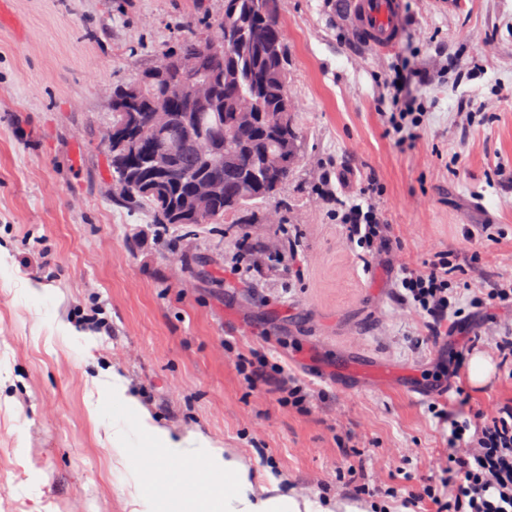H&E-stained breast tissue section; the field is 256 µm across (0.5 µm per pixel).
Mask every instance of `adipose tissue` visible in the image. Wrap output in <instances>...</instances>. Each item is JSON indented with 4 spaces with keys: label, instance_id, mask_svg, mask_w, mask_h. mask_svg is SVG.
Instances as JSON below:
<instances>
[{
    "label": "adipose tissue",
    "instance_id": "1",
    "mask_svg": "<svg viewBox=\"0 0 512 512\" xmlns=\"http://www.w3.org/2000/svg\"><path fill=\"white\" fill-rule=\"evenodd\" d=\"M149 444L156 452L154 477H161L169 459H178L183 470H194L202 452L186 449L181 442L172 440L169 434L138 418L132 430L117 429L114 447L118 454L136 456L141 444ZM213 470L210 483H196L195 512H300L293 497L283 495L257 502L251 499L252 484L247 471L233 460L210 454Z\"/></svg>",
    "mask_w": 512,
    "mask_h": 512
}]
</instances>
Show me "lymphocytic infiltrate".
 <instances>
[{
  "label": "lymphocytic infiltrate",
  "mask_w": 512,
  "mask_h": 512,
  "mask_svg": "<svg viewBox=\"0 0 512 512\" xmlns=\"http://www.w3.org/2000/svg\"><path fill=\"white\" fill-rule=\"evenodd\" d=\"M429 70L396 65L387 84L386 131L398 144L414 141L424 122L427 107L413 95V82H428ZM383 187L376 172H369L357 197L337 200L331 216L344 230L346 241L360 248L362 262L383 253H393L388 224L380 207ZM458 259L443 251L427 252L422 269L401 267L395 294L406 319L420 322L426 341L443 336L449 318H461ZM239 369L250 386L275 389L280 401L310 411L313 394L306 391L293 372L282 363L260 356L240 361ZM446 466L440 479L422 490L402 491L384 481L369 479L355 485L351 496L385 491L395 512H512V403L458 414L449 420Z\"/></svg>",
  "instance_id": "f902f5d3"
}]
</instances>
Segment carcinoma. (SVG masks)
Listing matches in <instances>:
<instances>
[{
  "label": "carcinoma",
  "instance_id": "obj_1",
  "mask_svg": "<svg viewBox=\"0 0 512 512\" xmlns=\"http://www.w3.org/2000/svg\"><path fill=\"white\" fill-rule=\"evenodd\" d=\"M229 28L237 32V41L229 46L211 47V34ZM181 69L188 82H204L213 94V105L199 112V123L216 131L235 130L249 148L239 150L232 144H216L217 161L202 166L195 155L174 145L169 132L157 135L172 153V165L164 178L165 191H145L153 182L143 159L129 153L112 154V185L124 186L114 198L126 205L150 211L156 229L165 232L180 228L190 233L203 224H220L226 219L238 224L258 204L268 202L275 194L267 192L268 184L282 189L299 166L302 157V135L294 121V103L288 88L286 46L280 22V0H224V15L203 37L188 32L175 51L163 54L160 61L145 70L138 82L120 85L112 90V124L125 112H138L142 120L152 124L156 108L163 105L169 112V125L175 127L189 104L171 87L169 71ZM288 112V162L269 171L263 156L279 153L270 127L280 112ZM216 178L224 183V191L207 207L188 221L174 215L181 201L199 177Z\"/></svg>",
  "mask_w": 512,
  "mask_h": 512
}]
</instances>
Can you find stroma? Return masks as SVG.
Segmentation results:
<instances>
[{"label":"stroma","instance_id":"stroma-1","mask_svg":"<svg viewBox=\"0 0 512 512\" xmlns=\"http://www.w3.org/2000/svg\"><path fill=\"white\" fill-rule=\"evenodd\" d=\"M404 33L389 54L355 45L333 0H283L288 80L304 155L271 205L281 223L206 224L157 234L149 212L104 190L99 130L113 85L136 81L174 49L187 22L217 20L224 0H0V512H143L130 461L113 450L120 384L152 425L202 440L237 461L254 498L287 494L334 512L352 485L340 443L357 446L365 475L421 488L442 446L431 403L366 385L346 396L318 361L341 354L435 375L451 348L421 341L403 319L381 262L364 268L317 188L331 173L341 198L376 170L400 259L426 249L463 253V232L498 224L480 250L481 279L512 280V96L493 122L457 130L460 102L512 89V0H403ZM481 58L480 77L420 85L428 113L413 145L380 114L389 69L431 65L436 53ZM459 156L451 165V156ZM506 167L496 176V164ZM299 236L289 271L259 261L239 281L228 266L244 240L279 250ZM311 352L303 363L294 343ZM269 351L323 391L311 411L250 388L232 358ZM455 383L484 408L512 401V380ZM403 448L419 449L412 460Z\"/></svg>","mask_w":512,"mask_h":512}]
</instances>
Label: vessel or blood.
I'll return each mask as SVG.
<instances>
[{
    "mask_svg": "<svg viewBox=\"0 0 512 512\" xmlns=\"http://www.w3.org/2000/svg\"><path fill=\"white\" fill-rule=\"evenodd\" d=\"M336 18L348 34L380 53L391 52L402 34V0H335ZM349 372L373 380L379 387L396 383L400 369L360 359L349 362Z\"/></svg>",
    "mask_w": 512,
    "mask_h": 512,
    "instance_id": "vessel-or-blood-1",
    "label": "vessel or blood"
}]
</instances>
